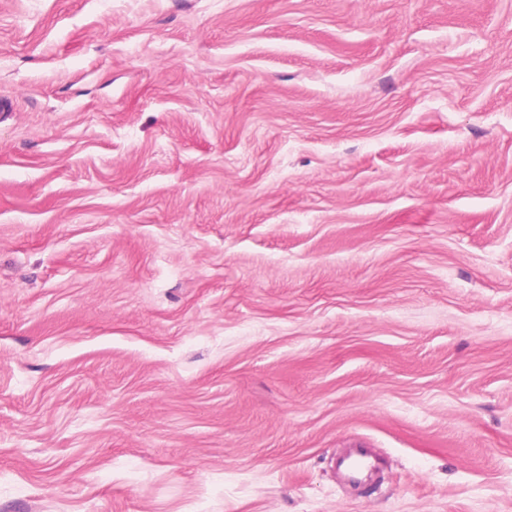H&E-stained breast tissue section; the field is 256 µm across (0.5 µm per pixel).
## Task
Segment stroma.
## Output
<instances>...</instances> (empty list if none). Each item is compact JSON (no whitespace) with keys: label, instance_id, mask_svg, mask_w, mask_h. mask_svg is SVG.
<instances>
[{"label":"stroma","instance_id":"1","mask_svg":"<svg viewBox=\"0 0 512 512\" xmlns=\"http://www.w3.org/2000/svg\"><path fill=\"white\" fill-rule=\"evenodd\" d=\"M0 512H512V0H0Z\"/></svg>","mask_w":512,"mask_h":512}]
</instances>
